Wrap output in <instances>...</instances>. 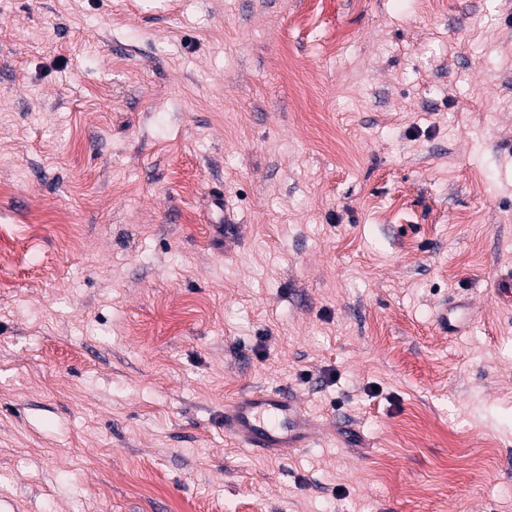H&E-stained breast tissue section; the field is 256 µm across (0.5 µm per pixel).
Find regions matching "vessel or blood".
<instances>
[{"label": "vessel or blood", "mask_w": 512, "mask_h": 512, "mask_svg": "<svg viewBox=\"0 0 512 512\" xmlns=\"http://www.w3.org/2000/svg\"><path fill=\"white\" fill-rule=\"evenodd\" d=\"M472 308L468 300L449 302L436 315L439 329L456 333L469 321ZM224 432L243 447L272 456L309 447L313 425L291 390L261 389L225 402Z\"/></svg>", "instance_id": "1"}]
</instances>
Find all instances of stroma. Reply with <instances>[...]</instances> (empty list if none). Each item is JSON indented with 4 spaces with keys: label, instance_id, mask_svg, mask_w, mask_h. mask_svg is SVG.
<instances>
[{
    "label": "stroma",
    "instance_id": "35a3bbf8",
    "mask_svg": "<svg viewBox=\"0 0 512 512\" xmlns=\"http://www.w3.org/2000/svg\"><path fill=\"white\" fill-rule=\"evenodd\" d=\"M0 242V512H512V0H0ZM473 305L469 300H457L443 306L436 315L438 328L448 335L456 333L470 319ZM224 433L262 455L308 448L313 425L288 388L243 393L224 403Z\"/></svg>",
    "mask_w": 512,
    "mask_h": 512
}]
</instances>
